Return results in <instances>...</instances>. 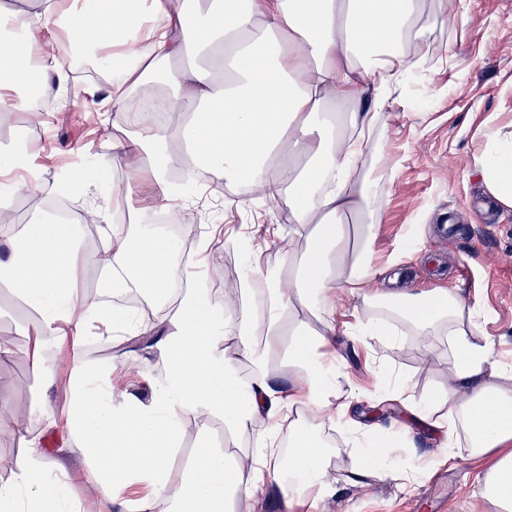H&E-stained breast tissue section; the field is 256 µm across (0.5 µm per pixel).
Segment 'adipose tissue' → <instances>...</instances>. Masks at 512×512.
Here are the masks:
<instances>
[{
    "label": "adipose tissue",
    "instance_id": "obj_1",
    "mask_svg": "<svg viewBox=\"0 0 512 512\" xmlns=\"http://www.w3.org/2000/svg\"><path fill=\"white\" fill-rule=\"evenodd\" d=\"M197 3L28 0L24 8L1 7L0 112L27 109L17 86L28 71L65 84V49H86L115 66V117H128L143 89L157 85L166 106L191 115L181 132L143 122L113 142V164L135 162L126 198L150 199L178 217L190 210L187 190L170 180L187 159L171 146L177 138L209 183L287 196L289 221L310 227V245L296 255L292 239L271 228L281 257L274 280L263 274L261 253L246 249L242 279L257 285L263 310L233 319L207 289L174 287L170 244L134 233L86 195L107 256L105 288L152 299L155 320L147 323L74 288L84 258L78 225L10 215L13 196L35 190V168L25 150L0 148V281L40 312L24 349L35 375L51 379L54 354L65 349L72 384L64 410L44 398L34 405L26 459L0 483V512H78L59 465L75 447L90 487L121 512H262L273 484L290 508L311 494L330 498L337 480L321 430L339 416L360 454L346 483L413 481L412 463L395 464V442L350 416L354 394L344 391L345 377L327 351L343 288L391 301L418 335L447 336L448 418L433 422L436 446L448 450L464 431L470 455L487 465L483 498L497 512H512V363L495 356L482 331V305L460 291L379 292V220L370 209L376 187L355 179L363 132L386 124L388 107L420 67L408 48L424 35V0H207L203 10ZM190 53L196 64L170 68ZM482 137L475 166L487 198L512 209V125ZM95 323L110 336H91ZM148 338L164 375L145 401L127 390L120 367L138 364ZM94 342L124 350L114 361L91 360L84 348ZM281 360L294 371L285 384L275 371ZM212 421L224 424L223 447L204 431L193 454L182 457L186 426ZM246 428L253 445L241 449ZM53 431L63 439L51 450L45 437Z\"/></svg>",
    "mask_w": 512,
    "mask_h": 512
}]
</instances>
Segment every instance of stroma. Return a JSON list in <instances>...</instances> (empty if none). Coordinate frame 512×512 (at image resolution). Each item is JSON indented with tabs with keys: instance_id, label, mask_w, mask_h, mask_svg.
Masks as SVG:
<instances>
[{
	"instance_id": "1",
	"label": "stroma",
	"mask_w": 512,
	"mask_h": 512,
	"mask_svg": "<svg viewBox=\"0 0 512 512\" xmlns=\"http://www.w3.org/2000/svg\"><path fill=\"white\" fill-rule=\"evenodd\" d=\"M426 32L416 53L421 70L410 92L390 110L386 126L369 138L362 178L381 176L382 186L370 204L382 216L375 249L382 257H395V271L414 287L456 288L477 298L488 312L482 323L485 337L504 361L512 362V210L489 208L475 215L485 199L484 187L474 170V158L488 126L512 121V0H473L466 23L450 27L427 4ZM81 71H74L65 86L46 92L48 110L39 121L29 112H16L0 120V144L16 139L19 125L31 126L36 144L30 152L42 170L43 185L57 179L62 166L77 164L99 189V201L112 206L123 192L127 166H112V141L125 137L124 123L102 127L99 115L108 111L110 85L93 84L96 100L86 98ZM459 226L452 240H438L434 226L442 214ZM288 200L254 198L247 187L230 186L208 191L196 199L186 223L192 230L187 257L177 262L175 274L232 299L231 313L241 314L249 301L232 287L242 273L240 251L231 245L240 236L250 238L262 254L266 271L277 272L280 255L265 233L270 224H287ZM215 235L213 255L201 250L207 235ZM337 322L359 326L381 321L401 327L399 319L341 293ZM32 308L15 307L0 295V339L15 344L17 354L0 359V399L11 407L15 429L0 433V480L24 460L22 427L29 423L40 387L24 357L23 328L36 321ZM398 341L370 340L358 345L338 334L336 349L348 381L356 388L357 413L372 418L385 435L414 455L420 471L409 486L397 480L366 486L339 483L336 496L305 506L303 512H491L481 497L486 463L469 458L465 448L443 459L434 447L436 430L411 421L400 402L388 398L377 385L372 369L388 368L393 376L409 378L416 394L439 395L448 389V343L445 336L417 335L401 327ZM60 464L80 506L93 512H118L102 499H90L86 466L79 449L61 457Z\"/></svg>"
}]
</instances>
